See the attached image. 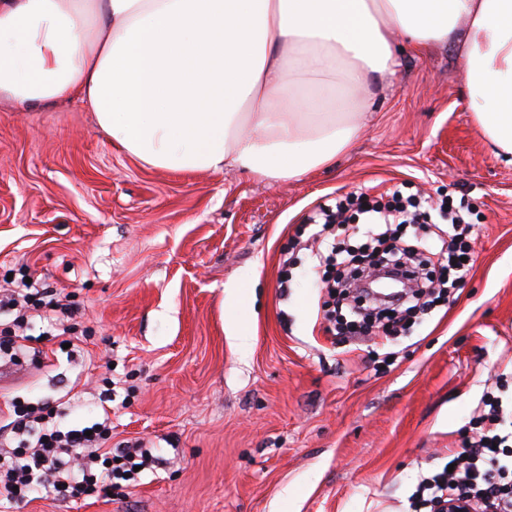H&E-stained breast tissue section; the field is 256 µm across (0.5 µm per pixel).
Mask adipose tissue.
I'll return each mask as SVG.
<instances>
[{"mask_svg":"<svg viewBox=\"0 0 512 512\" xmlns=\"http://www.w3.org/2000/svg\"><path fill=\"white\" fill-rule=\"evenodd\" d=\"M398 33L457 47L475 126L512 165V0H0V104L76 98L151 167L291 179L351 149Z\"/></svg>","mask_w":512,"mask_h":512,"instance_id":"1","label":"adipose tissue"}]
</instances>
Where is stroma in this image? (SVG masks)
<instances>
[{"instance_id":"obj_1","label":"stroma","mask_w":512,"mask_h":512,"mask_svg":"<svg viewBox=\"0 0 512 512\" xmlns=\"http://www.w3.org/2000/svg\"><path fill=\"white\" fill-rule=\"evenodd\" d=\"M334 165L294 179L241 168L156 169L97 130L78 101L0 105V285L66 291L73 332L43 317L0 385L49 402L60 427L102 421L153 456L137 486L9 512H415L512 376V167L468 110L452 46L404 55ZM412 184L470 210L467 277L403 329H326L318 205ZM255 296L225 299L226 285ZM249 338L241 346L239 334Z\"/></svg>"}]
</instances>
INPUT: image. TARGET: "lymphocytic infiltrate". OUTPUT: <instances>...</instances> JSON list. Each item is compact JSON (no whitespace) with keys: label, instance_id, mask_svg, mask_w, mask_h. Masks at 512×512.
<instances>
[{"label":"lymphocytic infiltrate","instance_id":"lymphocytic-infiltrate-1","mask_svg":"<svg viewBox=\"0 0 512 512\" xmlns=\"http://www.w3.org/2000/svg\"><path fill=\"white\" fill-rule=\"evenodd\" d=\"M367 215L370 229L367 242L357 247L328 244L319 254L322 269L320 287L335 292L343 283L359 278L363 268L383 260L401 267L414 261L423 270L421 289L408 297L407 313L423 310L424 290L433 288L436 275L453 276L462 282L470 271L471 246L468 237L473 224L468 212L449 210L445 218L448 228L441 238L437 257L422 256L419 246L405 243L398 231L406 224H427L431 213L417 195H403L394 190L388 202L364 203L361 197H348L335 206H320L310 216L313 224L330 228L347 223L349 215ZM486 424L478 436L464 440L460 452L452 459L453 471H441L422 479L419 492L429 502L445 504L453 498L471 501L474 512H512V431L505 426L511 417L499 396L486 400ZM13 429L20 442L8 460L0 462V502L17 504L41 487L72 498H82L120 485L135 484L136 466L146 453L140 444L112 451L109 442L112 429L107 422L92 424L90 429L60 430L46 403L36 402L14 407ZM103 463L102 472H94L93 464Z\"/></svg>","mask_w":512,"mask_h":512}]
</instances>
